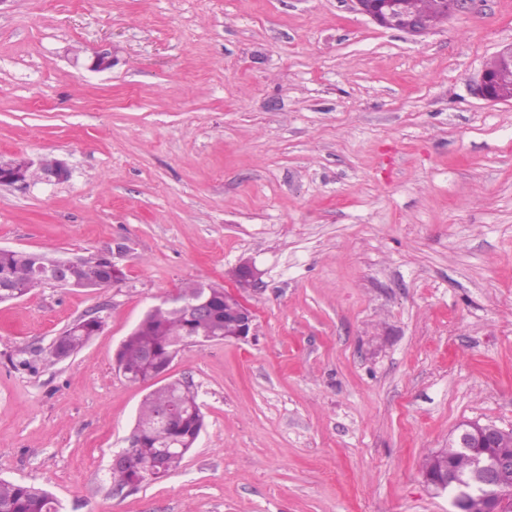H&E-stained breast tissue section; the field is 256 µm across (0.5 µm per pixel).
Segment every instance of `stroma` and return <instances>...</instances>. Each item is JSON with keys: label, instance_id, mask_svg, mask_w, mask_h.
<instances>
[{"label": "stroma", "instance_id": "stroma-1", "mask_svg": "<svg viewBox=\"0 0 512 512\" xmlns=\"http://www.w3.org/2000/svg\"><path fill=\"white\" fill-rule=\"evenodd\" d=\"M512 0L414 37L352 0H5L0 157L64 160L0 187V247L111 250L105 289L0 303V478L62 512H450L424 457L467 420L512 430V101L472 84ZM112 50L102 72L73 50ZM248 260L257 334L180 349L205 429L115 490L146 384L115 353L183 282ZM105 324L37 369L76 320Z\"/></svg>", "mask_w": 512, "mask_h": 512}]
</instances>
